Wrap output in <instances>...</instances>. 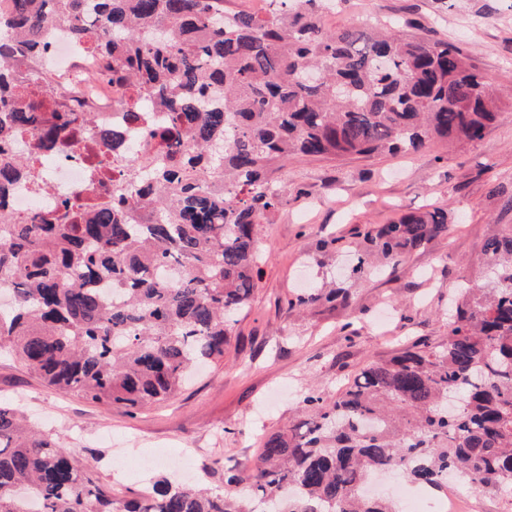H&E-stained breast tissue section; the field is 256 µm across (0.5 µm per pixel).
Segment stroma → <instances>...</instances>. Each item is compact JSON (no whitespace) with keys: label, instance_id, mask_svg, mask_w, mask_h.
Returning a JSON list of instances; mask_svg holds the SVG:
<instances>
[{"label":"stroma","instance_id":"1","mask_svg":"<svg viewBox=\"0 0 512 512\" xmlns=\"http://www.w3.org/2000/svg\"><path fill=\"white\" fill-rule=\"evenodd\" d=\"M338 2L331 27L392 23L455 43L494 85L499 119L480 140L433 141L418 156L290 160L274 221L259 227L261 275L229 352L168 402L98 404L49 388L19 358L1 356L0 403L50 432L116 498L162 477L227 492L226 475L251 470L263 436L300 418L304 392L335 399L368 363L420 339L446 341L449 300L489 278L483 244L512 225V0ZM429 205L447 209V234L397 268L352 276L368 228ZM331 239L335 249H324ZM322 283L348 288V304L292 309Z\"/></svg>","mask_w":512,"mask_h":512}]
</instances>
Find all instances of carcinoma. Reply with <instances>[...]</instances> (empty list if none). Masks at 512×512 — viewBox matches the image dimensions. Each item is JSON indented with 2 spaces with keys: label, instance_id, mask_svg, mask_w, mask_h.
I'll return each instance as SVG.
<instances>
[{
  "label": "carcinoma",
  "instance_id": "obj_1",
  "mask_svg": "<svg viewBox=\"0 0 512 512\" xmlns=\"http://www.w3.org/2000/svg\"><path fill=\"white\" fill-rule=\"evenodd\" d=\"M0 143L28 136L31 151L69 147L86 129L147 147L123 178H103L63 212L10 223L5 187L35 185L31 157L0 163V351L15 352L48 386L136 408L173 398L197 363L224 360L259 275L256 227L278 211L277 174L295 156L416 154L432 139L477 140L501 105L489 80L448 41L322 21L328 0H271L258 14L224 0H0ZM68 26L129 85L126 126L99 131L55 95L38 99L14 69L45 53ZM165 30L164 40L142 36ZM170 111L148 125V105ZM189 149L162 155L157 143ZM448 232V210L405 214L365 234L395 267ZM486 286L467 289L448 339L373 361L333 401L302 399V414L268 434L234 496L165 478L118 502L112 488L51 436L0 404V512H398L365 493L377 472L410 488L448 491V473L478 491L512 496V226L488 238ZM181 270L170 281L165 271ZM345 288H311L294 305H346Z\"/></svg>",
  "mask_w": 512,
  "mask_h": 512
}]
</instances>
